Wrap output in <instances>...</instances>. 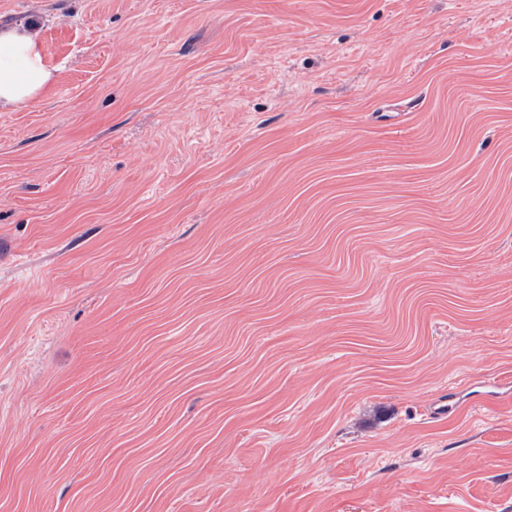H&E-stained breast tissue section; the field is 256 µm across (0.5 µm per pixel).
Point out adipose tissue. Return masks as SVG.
<instances>
[{
    "instance_id": "obj_1",
    "label": "adipose tissue",
    "mask_w": 512,
    "mask_h": 512,
    "mask_svg": "<svg viewBox=\"0 0 512 512\" xmlns=\"http://www.w3.org/2000/svg\"><path fill=\"white\" fill-rule=\"evenodd\" d=\"M43 59L40 33L32 25L0 28V108L33 102L55 81Z\"/></svg>"
}]
</instances>
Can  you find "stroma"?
I'll list each match as a JSON object with an SVG mask.
<instances>
[{
    "label": "stroma",
    "mask_w": 512,
    "mask_h": 512,
    "mask_svg": "<svg viewBox=\"0 0 512 512\" xmlns=\"http://www.w3.org/2000/svg\"><path fill=\"white\" fill-rule=\"evenodd\" d=\"M29 21L0 512H512V0Z\"/></svg>",
    "instance_id": "obj_1"
}]
</instances>
